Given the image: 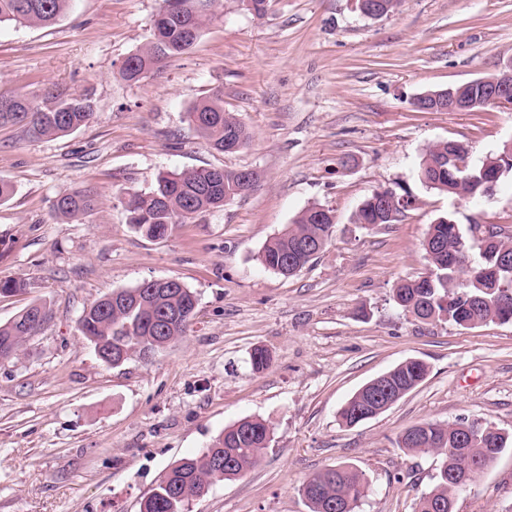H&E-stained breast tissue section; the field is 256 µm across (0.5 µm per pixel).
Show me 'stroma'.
Wrapping results in <instances>:
<instances>
[{
	"instance_id": "35a3bbf8",
	"label": "stroma",
	"mask_w": 512,
	"mask_h": 512,
	"mask_svg": "<svg viewBox=\"0 0 512 512\" xmlns=\"http://www.w3.org/2000/svg\"><path fill=\"white\" fill-rule=\"evenodd\" d=\"M161 0H72L49 26L0 25V94L88 95L90 122L56 139L0 127V323L34 301L51 309L18 357L0 359V512H139L181 458L245 417L273 429L263 462L215 484L190 512H309L301 486L343 462L370 493L361 512H414L436 459L396 441L422 422L481 419L512 436V323L463 328L415 321L393 298L426 275L430 224L512 231V173L476 202L427 188L425 149L463 143L481 164L512 142V110L417 112V94L512 64V0H401L379 19L356 0H270L257 17L222 0L195 45L138 82L119 67L149 42ZM251 131L234 153L211 149L187 119L214 89ZM253 168L259 180L224 208L151 240L127 222L122 189L160 174ZM414 204L389 226L353 216L372 193ZM89 189L99 205L68 221L55 197ZM335 217L314 263L284 277L259 260L304 209ZM176 279L194 291L186 337L145 361L103 364L78 332L83 309L112 291ZM264 349L269 366L253 371ZM408 358L425 380L353 427L337 412ZM455 512H512V447L456 497Z\"/></svg>"
}]
</instances>
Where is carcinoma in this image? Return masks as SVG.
Here are the masks:
<instances>
[{"instance_id":"cac0c4a2","label":"carcinoma","mask_w":512,"mask_h":512,"mask_svg":"<svg viewBox=\"0 0 512 512\" xmlns=\"http://www.w3.org/2000/svg\"><path fill=\"white\" fill-rule=\"evenodd\" d=\"M71 0H0V24L48 25L68 9ZM220 0H163V17L155 20L152 40L132 53L119 75L138 81L155 64L189 50L209 21ZM93 115L86 96L62 92L48 94L41 101L31 95H0V125L20 124L33 138L63 137L82 128ZM205 142L224 151L229 140L244 148L252 135L231 112L224 111L220 89L193 105L187 112ZM418 179L428 187L454 196L483 197L482 166H473L468 150L461 144L438 141L424 152ZM243 194L236 171L222 167L167 172L159 176L149 192L127 188L122 203L128 223L141 235L153 239L159 225L183 224L198 215L224 207V202ZM97 198L89 191L75 190L56 197L53 207L64 218L73 219L92 211ZM412 205V200L392 188L374 192L354 215L356 224H394ZM332 210L313 205L303 210L292 224L264 245L259 259L263 266L282 275L294 276L316 256L298 253L299 241L327 245L333 233ZM430 273L398 283L394 300L406 314L417 320L444 319L465 327L488 322H506L512 317V235L499 234L485 248L474 249L467 236L452 220L441 217L430 226L424 243ZM124 303L112 304L107 295L83 309L78 331L93 347L100 349L101 362L137 348H166L182 340L195 316L196 295L183 283L157 284L145 280L123 289ZM49 320L46 304L37 302L0 324V359L15 357L26 340L40 333ZM427 365L406 359L389 370L393 389L410 392L427 376ZM370 390L352 395L338 412L339 420L350 425L356 411L368 402ZM271 442L266 421L245 417L224 429V433L201 454L183 458L169 468L141 502L140 512H186L189 502L202 497L205 489L219 481L233 480L258 466ZM470 448L477 468L483 473L508 445V436L482 420L428 423L421 437L402 434L397 441L403 450L442 459L435 484L419 497L415 512H435L437 504L452 505L462 488L453 487L448 477L460 470L456 448ZM369 481L349 465H332L309 479L301 488L310 512H356L368 496Z\"/></svg>"}]
</instances>
